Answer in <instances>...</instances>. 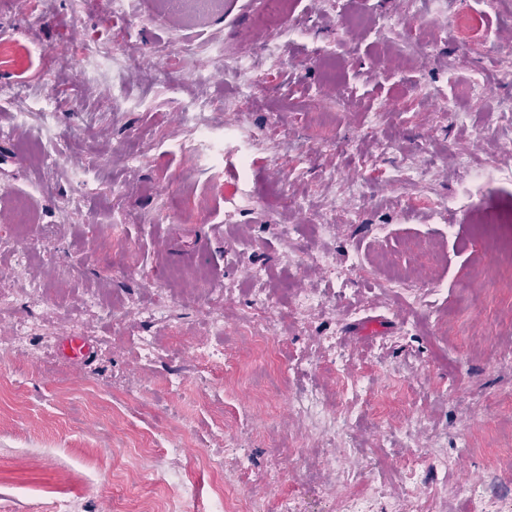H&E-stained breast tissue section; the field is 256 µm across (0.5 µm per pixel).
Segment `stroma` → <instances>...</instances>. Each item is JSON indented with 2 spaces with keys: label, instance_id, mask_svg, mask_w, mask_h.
Instances as JSON below:
<instances>
[{
  "label": "stroma",
  "instance_id": "35a3bbf8",
  "mask_svg": "<svg viewBox=\"0 0 512 512\" xmlns=\"http://www.w3.org/2000/svg\"><path fill=\"white\" fill-rule=\"evenodd\" d=\"M265 2L217 0L199 18L128 0L118 18L112 0H0V87L16 91L0 100V235L30 247L21 265L0 252V289L14 296L0 315V512H53L61 499L78 512H161L165 489L140 475L146 450L171 440L197 512L212 509L216 477L201 460L213 455L225 493L261 498L266 512H336L374 483L385 496L373 512H413L426 494L432 512H470L456 485L512 489V405L497 402L512 391L499 363L512 353V258L490 245L512 230L477 224L475 211L434 221L464 191L477 209L505 191L476 171L512 167V0H292L298 33L278 64L261 51ZM470 11L476 24L449 30ZM213 41L249 59L250 96L203 53ZM421 41L427 55L405 54ZM177 42L201 51L171 54L156 79L157 50ZM98 51L135 73L93 71ZM45 85L63 157L50 173L36 161L40 128L15 119L38 110ZM200 97L213 102L206 121L223 153L204 154L183 119ZM410 168L426 179L399 181ZM331 220L335 236L320 235ZM418 240L440 261L417 263ZM323 251L334 270L308 264ZM33 280L47 298L27 295ZM228 281L235 292L210 299ZM309 288L324 306L296 309ZM93 293L105 308L86 307ZM133 301L169 314L146 362ZM245 311L267 322L270 346L241 330ZM373 317L380 330L364 335ZM21 320L33 325L22 339ZM66 336L93 341L92 357L62 356ZM216 345L232 369L207 365ZM348 379L368 399L352 423L350 476L330 485L339 447L318 440L289 397L313 389L337 409ZM477 398L489 402L479 415ZM228 436L252 448L249 465L225 452Z\"/></svg>",
  "mask_w": 512,
  "mask_h": 512
}]
</instances>
